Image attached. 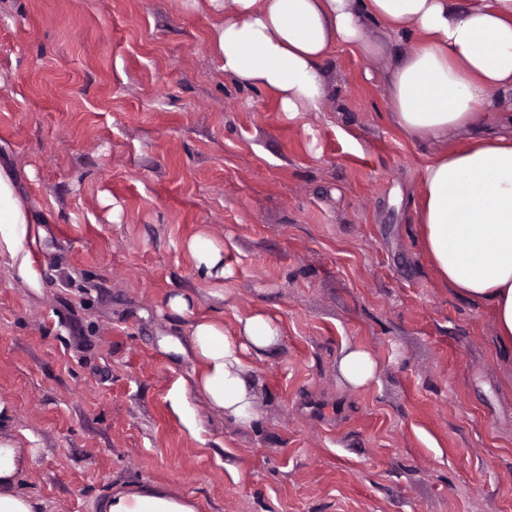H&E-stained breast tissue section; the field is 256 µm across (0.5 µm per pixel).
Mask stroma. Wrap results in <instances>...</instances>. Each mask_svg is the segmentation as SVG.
Here are the masks:
<instances>
[{
    "instance_id": "stroma-1",
    "label": "stroma",
    "mask_w": 512,
    "mask_h": 512,
    "mask_svg": "<svg viewBox=\"0 0 512 512\" xmlns=\"http://www.w3.org/2000/svg\"><path fill=\"white\" fill-rule=\"evenodd\" d=\"M193 0H0V153L41 223L36 282L0 256V400L42 512L171 487L197 512H512V366L490 311L435 275L417 227L427 148L382 74L414 34L327 60L288 122L225 75ZM224 249V297L185 244ZM235 328L272 318L258 417L225 421L169 296ZM377 363L354 390L343 346Z\"/></svg>"
}]
</instances>
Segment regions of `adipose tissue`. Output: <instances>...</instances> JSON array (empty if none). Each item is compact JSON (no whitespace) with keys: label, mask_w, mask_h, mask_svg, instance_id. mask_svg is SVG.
I'll return each instance as SVG.
<instances>
[{"label":"adipose tissue","mask_w":512,"mask_h":512,"mask_svg":"<svg viewBox=\"0 0 512 512\" xmlns=\"http://www.w3.org/2000/svg\"><path fill=\"white\" fill-rule=\"evenodd\" d=\"M216 18L211 49L224 73L268 91L289 121L321 111L331 93L325 64L336 45L379 55L386 40L415 29L418 42L387 67L392 123L410 140L430 145L422 169L418 227L437 277L451 291L487 306L496 350L512 362V0H202ZM381 25L384 40L370 38ZM465 145L448 149L449 134ZM35 220L16 176L0 164V252L30 274ZM199 275L219 285L224 253L210 238L187 243ZM173 320L189 341L169 351L199 367L193 387L210 407L239 425L256 420L260 382L251 363L280 342L277 323L261 314L236 331L196 315L191 296H170ZM340 378L359 389L377 363L361 348L343 347ZM28 465L17 441L0 435V512H39L17 483ZM108 512H195L169 490L115 493Z\"/></svg>","instance_id":"adipose-tissue-1"}]
</instances>
